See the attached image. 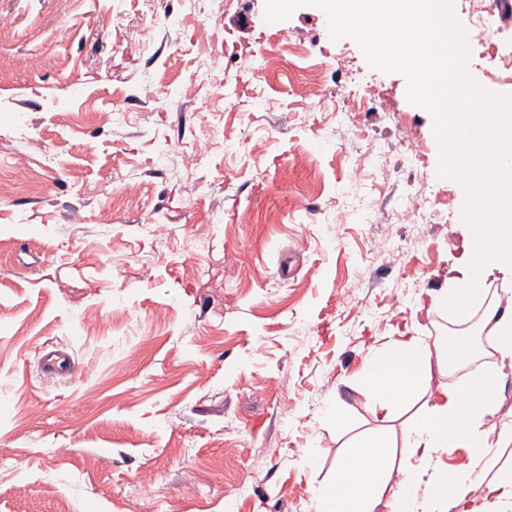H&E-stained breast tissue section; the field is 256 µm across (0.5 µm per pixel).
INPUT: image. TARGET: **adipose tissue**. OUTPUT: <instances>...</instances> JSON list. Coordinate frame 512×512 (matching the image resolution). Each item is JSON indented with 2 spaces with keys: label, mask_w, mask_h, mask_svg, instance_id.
<instances>
[{
  "label": "adipose tissue",
  "mask_w": 512,
  "mask_h": 512,
  "mask_svg": "<svg viewBox=\"0 0 512 512\" xmlns=\"http://www.w3.org/2000/svg\"><path fill=\"white\" fill-rule=\"evenodd\" d=\"M483 327L494 341L499 365L475 371L456 386H434L435 372L468 362L477 348L467 336L433 353L413 337L372 358L364 377L378 410L393 416L418 396L435 393L408 422L402 444L381 434L350 444L336 463L331 480L316 493V512H477L475 498L491 499L497 512H512V470L499 464V452L512 446V423L496 441L479 429L482 418L497 405L504 368H512V297L504 312L489 308ZM470 452L467 470L445 467L441 459L454 449Z\"/></svg>",
  "instance_id": "obj_1"
}]
</instances>
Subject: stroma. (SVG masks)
<instances>
[{"label": "stroma", "instance_id": "35a3bbf8", "mask_svg": "<svg viewBox=\"0 0 512 512\" xmlns=\"http://www.w3.org/2000/svg\"><path fill=\"white\" fill-rule=\"evenodd\" d=\"M1 13L0 162L45 165L30 133L54 162L0 194V512H315L356 435L402 437L408 412L381 420L363 383L371 357L450 333L440 297L468 269L470 227L453 222L465 199L439 176L431 114L402 74L332 40L315 6L269 23L265 0H224L200 15L206 41L181 0H0ZM283 35L288 53L261 55ZM509 54L512 16L495 51L470 52L473 80L512 95ZM147 81L163 88L150 106ZM347 84L384 94L449 200L419 239L336 221L362 195L328 133ZM184 149L203 157L190 173ZM47 346L61 351L52 379Z\"/></svg>", "mask_w": 512, "mask_h": 512}]
</instances>
